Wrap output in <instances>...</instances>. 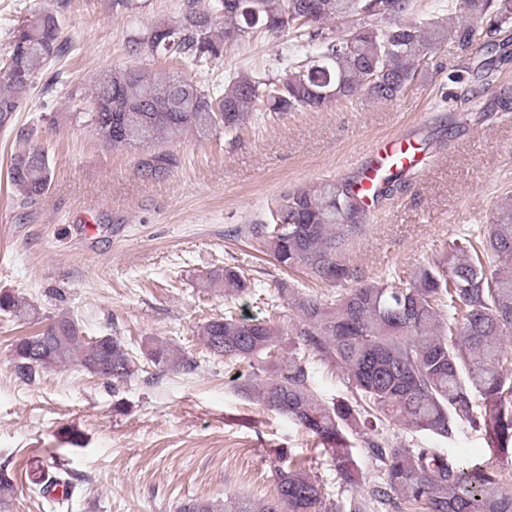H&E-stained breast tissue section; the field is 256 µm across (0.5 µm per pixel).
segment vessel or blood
<instances>
[{"label": "vessel or blood", "mask_w": 512, "mask_h": 512, "mask_svg": "<svg viewBox=\"0 0 512 512\" xmlns=\"http://www.w3.org/2000/svg\"><path fill=\"white\" fill-rule=\"evenodd\" d=\"M414 170L421 163L411 141L394 136L376 142L365 153L359 175V189L366 199H374L381 187L382 177L393 164Z\"/></svg>", "instance_id": "vessel-or-blood-1"}]
</instances>
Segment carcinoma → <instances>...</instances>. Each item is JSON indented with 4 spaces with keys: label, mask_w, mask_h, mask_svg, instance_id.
I'll return each mask as SVG.
<instances>
[{
    "label": "carcinoma",
    "mask_w": 512,
    "mask_h": 512,
    "mask_svg": "<svg viewBox=\"0 0 512 512\" xmlns=\"http://www.w3.org/2000/svg\"><path fill=\"white\" fill-rule=\"evenodd\" d=\"M451 6L460 21L444 26L422 14L418 0H182L176 20L155 22L128 39L134 64L99 75L91 105L110 94L112 111L92 110L88 122L105 146L139 153L140 177L162 180L180 166L163 144L189 133L221 131L233 140L256 120L354 99L393 102L447 45L462 54L480 40L495 51L512 47V0ZM255 35L288 36L302 59L277 79L236 71L206 85L190 74L161 76L142 63L174 59L195 69L224 60L227 45ZM67 52L61 12L33 10L13 28L12 50L0 68V130L16 131L22 143L8 168L21 205L47 194L53 170L45 149L33 144V130L16 127V116L38 78H44L43 93L55 90L53 67ZM161 95L171 111H156ZM404 184L405 176L392 170L380 196ZM369 220L351 180H322L275 200L268 216L245 227L247 235L280 266L302 269L338 291L309 294L281 281L277 294L291 311L288 329L228 309L200 323L196 335L209 353L250 366L241 391L313 434L343 484H360L353 452L359 443L370 449L382 477L360 496L332 501L317 476L301 463H284L278 451L276 496L260 505L227 498L224 512H372L377 503L397 509L401 500L420 512H512V491L498 472L382 437L391 421L445 439L467 424L482 431L491 451L512 455V358L504 348L512 336V196L496 205L485 231L448 241L434 262L390 280L365 282L338 259ZM350 281L356 285L347 286ZM252 286L235 264L214 266L197 280L203 290H224L227 299L251 294ZM0 313L21 324L39 319L40 309L21 294L1 291ZM11 351L15 373L26 381L73 364L121 382L137 367L120 338L86 336L68 311L49 317L36 334L14 339ZM142 355L164 373L193 368L182 350L167 344H145ZM313 358L344 372L354 401L329 403L318 395ZM79 482L52 455L30 478L41 495L63 489L58 508L69 505ZM17 494L14 478L0 467V512H11Z\"/></svg>",
    "instance_id": "obj_1"
}]
</instances>
